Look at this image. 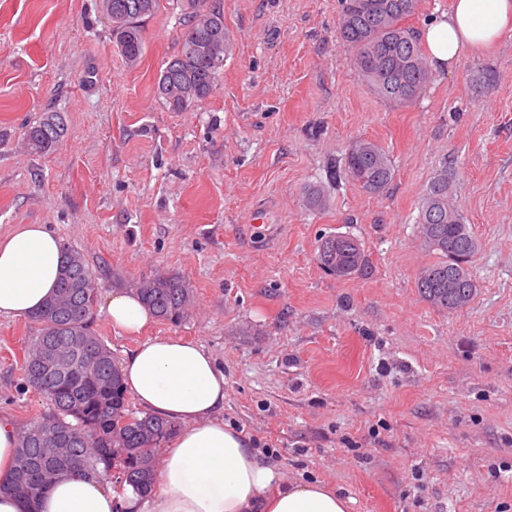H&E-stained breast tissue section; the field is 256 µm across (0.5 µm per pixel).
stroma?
<instances>
[{
	"label": "stroma",
	"mask_w": 512,
	"mask_h": 512,
	"mask_svg": "<svg viewBox=\"0 0 512 512\" xmlns=\"http://www.w3.org/2000/svg\"><path fill=\"white\" fill-rule=\"evenodd\" d=\"M232 39L213 94L171 112L154 84L182 40L176 0L142 24L128 65L99 0H0V236L42 224L96 276L94 329L136 343L107 304L120 283L183 276L195 303L147 336L201 343L225 376L224 422L286 480L319 481L349 512H512V30L438 72L409 105L376 97L336 30L341 0H219ZM59 112L47 154L25 126ZM389 153L369 195L328 181L353 140ZM477 249V290L446 313L419 295L416 233L440 169ZM328 198L306 210L302 193ZM367 263L324 271L322 238ZM30 323L0 317V415L47 411L20 366Z\"/></svg>",
	"instance_id": "1"
}]
</instances>
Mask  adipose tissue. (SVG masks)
<instances>
[{"label":"adipose tissue","mask_w":512,"mask_h":512,"mask_svg":"<svg viewBox=\"0 0 512 512\" xmlns=\"http://www.w3.org/2000/svg\"><path fill=\"white\" fill-rule=\"evenodd\" d=\"M511 24L512 0H453L421 38L431 66L446 72L495 45ZM61 272L62 243L44 225L21 224L0 237V317L37 312ZM107 311L113 328L127 335L154 320L131 292L113 294ZM119 371L139 406L179 426L160 451L154 491L120 498L99 478L62 476L32 506L0 495V512H348V499L329 486L286 481L225 424L224 371L201 344L156 336L127 351Z\"/></svg>","instance_id":"obj_1"}]
</instances>
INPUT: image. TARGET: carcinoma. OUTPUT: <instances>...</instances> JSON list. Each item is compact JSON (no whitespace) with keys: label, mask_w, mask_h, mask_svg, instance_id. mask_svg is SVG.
I'll return each mask as SVG.
<instances>
[{"label":"carcinoma","mask_w":512,"mask_h":512,"mask_svg":"<svg viewBox=\"0 0 512 512\" xmlns=\"http://www.w3.org/2000/svg\"><path fill=\"white\" fill-rule=\"evenodd\" d=\"M162 0H101L112 38L125 59L140 60L144 41L140 22L154 16ZM365 0H343L337 30L339 42L354 51V65L371 90L380 98L399 104L416 100L432 82L433 74L421 44L404 21L417 9L411 0L407 12H392L383 20L363 5ZM185 32L176 55L164 71L175 79L191 82L196 102L207 99L215 88L219 67L202 61V49L224 38V11L209 0H180ZM155 93L171 112H183L155 84ZM65 125L56 112H47L25 127L30 150L44 154L63 137ZM331 180L345 179L366 193H379L393 180L394 168L388 152L378 143L362 139L348 148L344 163L332 166ZM448 169L437 173L419 203L418 233L437 259L424 267L417 288L425 301L448 312L472 300L476 285L467 263L477 241L464 218L448 205ZM339 236L322 240L317 260L327 271L338 273L348 266L357 272L365 266L363 249L355 253L338 248ZM64 275L45 307L31 316L33 333L28 337L21 366L24 382L49 405L40 421L45 432L34 437V426L21 429L14 469L0 481V493H13L34 503L48 482L67 473L73 476L108 477L117 495L127 488L141 494L155 484L157 454L179 430L173 422L126 409L119 369L112 351L93 329V309L98 288L83 256L68 247ZM457 287L448 289V276ZM133 292L161 321L178 323L193 301L189 283L176 275L154 274L134 284Z\"/></svg>","instance_id":"obj_1"}]
</instances>
